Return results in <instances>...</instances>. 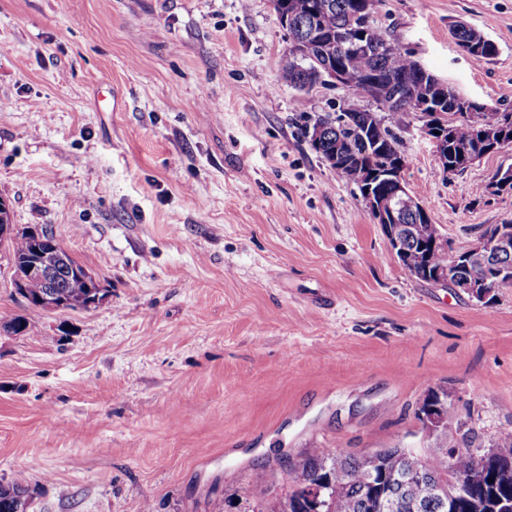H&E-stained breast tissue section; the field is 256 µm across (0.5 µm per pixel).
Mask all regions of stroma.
<instances>
[{
  "label": "stroma",
  "instance_id": "stroma-1",
  "mask_svg": "<svg viewBox=\"0 0 512 512\" xmlns=\"http://www.w3.org/2000/svg\"><path fill=\"white\" fill-rule=\"evenodd\" d=\"M438 78L512 111V0H378ZM462 21L496 54L450 36ZM271 0H0V198L105 297L30 307L0 246V482L30 512H224L309 448L423 452L444 389L481 439L512 425V287L480 305L411 275L306 126L355 103L300 90ZM409 190L464 251L512 224L484 194L512 147L443 172L417 112H384ZM31 490L25 477L19 474L12 481L0 483V512H25L31 506Z\"/></svg>",
  "mask_w": 512,
  "mask_h": 512
}]
</instances>
